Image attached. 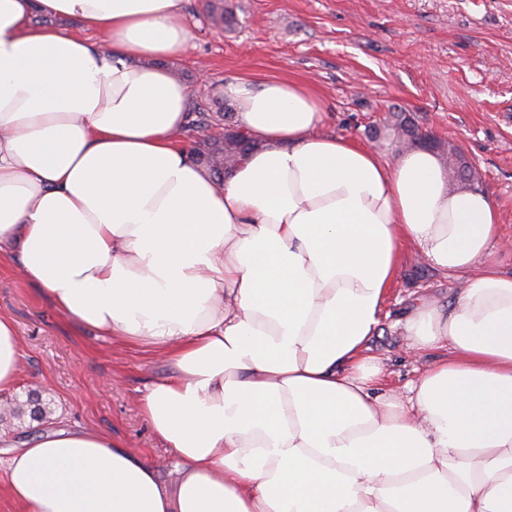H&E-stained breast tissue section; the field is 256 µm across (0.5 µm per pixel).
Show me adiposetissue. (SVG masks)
<instances>
[{
    "label": "adipose tissue",
    "mask_w": 512,
    "mask_h": 512,
    "mask_svg": "<svg viewBox=\"0 0 512 512\" xmlns=\"http://www.w3.org/2000/svg\"><path fill=\"white\" fill-rule=\"evenodd\" d=\"M184 0H0V259L68 320L172 367L111 435H0L15 512H512V275L495 204L427 148L322 133L304 84L225 83L254 149L224 178L179 142ZM71 19L96 40L38 17ZM463 277L396 326L446 350L384 391L371 341L406 247ZM22 357L0 316V394Z\"/></svg>",
    "instance_id": "adipose-tissue-1"
}]
</instances>
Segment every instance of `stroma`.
<instances>
[{
	"label": "stroma",
	"instance_id": "stroma-1",
	"mask_svg": "<svg viewBox=\"0 0 512 512\" xmlns=\"http://www.w3.org/2000/svg\"><path fill=\"white\" fill-rule=\"evenodd\" d=\"M216 6L229 24L212 23ZM184 21L192 37L168 67L189 84L197 111H223L224 83L290 79L323 101L324 133L388 158L395 148L381 130L403 111L472 164L475 188L512 235V0H185ZM459 287L407 251L372 342L387 388L402 390L441 356H409L393 322L415 305L452 301ZM0 316L22 347L17 397L42 389L54 410L50 426L112 434L168 476L172 458L140 412L147 387L170 376L166 362L71 323L13 261L0 263Z\"/></svg>",
	"mask_w": 512,
	"mask_h": 512
}]
</instances>
